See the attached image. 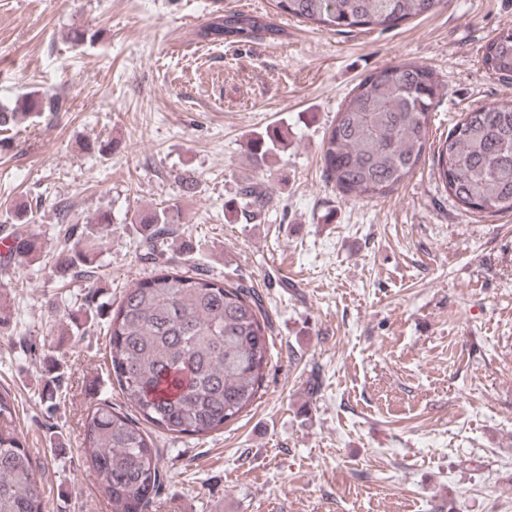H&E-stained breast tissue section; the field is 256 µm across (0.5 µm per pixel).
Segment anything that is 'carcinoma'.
Here are the masks:
<instances>
[{"label":"carcinoma","instance_id":"obj_1","mask_svg":"<svg viewBox=\"0 0 512 512\" xmlns=\"http://www.w3.org/2000/svg\"><path fill=\"white\" fill-rule=\"evenodd\" d=\"M278 15L310 23L321 31H388L433 12L440 0H271ZM282 30L268 14L227 12L210 18L196 36L207 44L279 40ZM485 69L512 80V28L485 45ZM441 79L432 68L404 60L361 79L322 140L327 182L342 195L373 199L394 192L418 167L429 142L432 108ZM59 99L26 92L11 106L0 105V132L39 112H54ZM288 147V129L273 125L248 141L256 161ZM440 177L462 207L473 213H512V97L464 113L439 141ZM254 219L267 208L270 193L259 183L241 188ZM181 219V204L133 216L142 257L165 252L167 225ZM69 247L54 267L86 282L97 294V253L88 233L73 227ZM11 253L38 262L42 244L18 235ZM106 316L113 382L140 421L107 402L89 408L82 424L88 467L111 512H147L164 477L161 457L139 422L175 437L206 436L224 429L261 398L271 363L272 337L255 292L216 279L191 266H163L153 277L127 289L117 308L93 301L68 315L76 330ZM15 398L0 391V512H45L32 457L19 437Z\"/></svg>","mask_w":512,"mask_h":512}]
</instances>
